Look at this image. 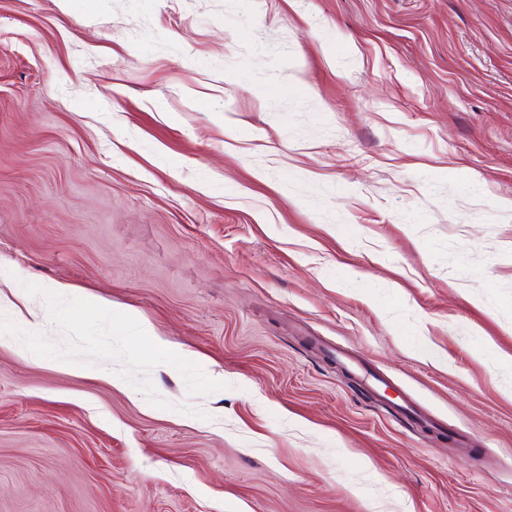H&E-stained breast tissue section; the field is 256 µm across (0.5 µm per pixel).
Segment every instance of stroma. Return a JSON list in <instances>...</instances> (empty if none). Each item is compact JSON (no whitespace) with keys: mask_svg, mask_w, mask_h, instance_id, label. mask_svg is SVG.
I'll list each match as a JSON object with an SVG mask.
<instances>
[{"mask_svg":"<svg viewBox=\"0 0 512 512\" xmlns=\"http://www.w3.org/2000/svg\"><path fill=\"white\" fill-rule=\"evenodd\" d=\"M27 282L225 387L0 341V512H512V0H0V315L61 340Z\"/></svg>","mask_w":512,"mask_h":512,"instance_id":"1","label":"stroma"}]
</instances>
